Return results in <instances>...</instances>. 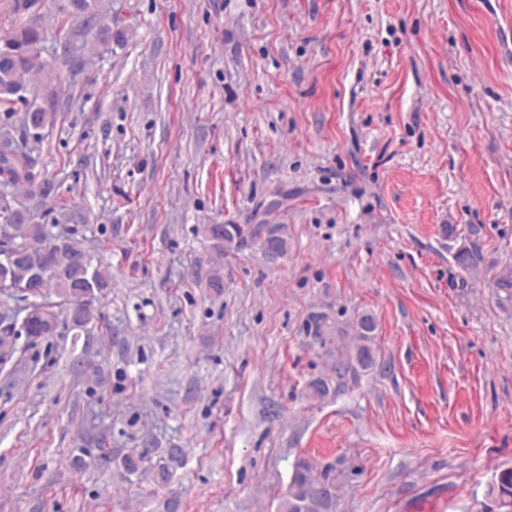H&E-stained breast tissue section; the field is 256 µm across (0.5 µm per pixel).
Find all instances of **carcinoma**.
<instances>
[{"label": "carcinoma", "mask_w": 512, "mask_h": 512, "mask_svg": "<svg viewBox=\"0 0 512 512\" xmlns=\"http://www.w3.org/2000/svg\"><path fill=\"white\" fill-rule=\"evenodd\" d=\"M72 5L81 18V26L86 33L103 43L125 40L124 34L114 33L101 23L105 5L102 0H72ZM41 33L35 27H29L19 34L0 41V106H13L22 103L27 106L19 137L0 141V214H6L5 224L10 234L0 242V255L6 252L13 257L15 271L11 275L0 277V290L6 293L31 292L39 298L34 306L44 308L52 315H58L59 303L51 300L54 294L62 302L77 310L73 317L76 325L81 326L94 318L93 300L96 293L107 287L109 279L105 270L92 264L91 255L65 234H58L48 239V232L43 224L33 221L29 214L14 207L9 190L18 187L37 188L39 194L47 197L50 187L38 182L37 166L39 156L30 142H39L42 131L52 123L53 113L43 107L29 102L28 94L33 92L31 83L38 81L42 69L39 61ZM234 234L223 236L219 242H213V248L224 251V243L244 239V235L256 236L259 227L250 224H232ZM32 245L43 251L48 257L54 275H48L32 289L29 274L24 267V251ZM456 262L468 274L479 277L483 273L482 258L479 254L464 249L455 256ZM365 316H358L355 334L360 341L356 358L358 363L368 368L375 363L369 342L377 328H366ZM334 331L330 317L324 312H313L306 320L307 337L327 339ZM500 496L503 503L497 507L498 512H512V470L502 472L499 482ZM336 493L328 482L327 475H314L312 467L306 461L296 464L288 494L281 501L278 512H335Z\"/></svg>", "instance_id": "obj_1"}]
</instances>
